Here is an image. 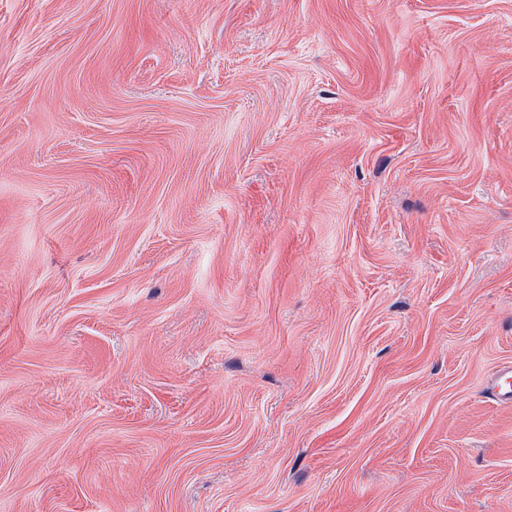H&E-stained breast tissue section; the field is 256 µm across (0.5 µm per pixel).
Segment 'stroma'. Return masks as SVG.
Masks as SVG:
<instances>
[{"label": "stroma", "instance_id": "obj_1", "mask_svg": "<svg viewBox=\"0 0 512 512\" xmlns=\"http://www.w3.org/2000/svg\"><path fill=\"white\" fill-rule=\"evenodd\" d=\"M512 0H0V512H512ZM485 391L502 403L512 401V367L498 371L486 384Z\"/></svg>", "mask_w": 512, "mask_h": 512}]
</instances>
